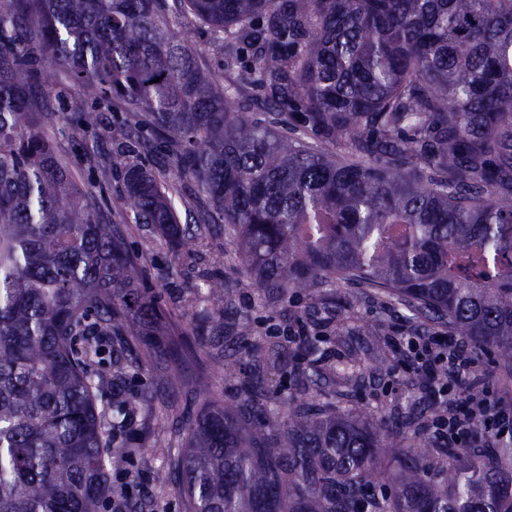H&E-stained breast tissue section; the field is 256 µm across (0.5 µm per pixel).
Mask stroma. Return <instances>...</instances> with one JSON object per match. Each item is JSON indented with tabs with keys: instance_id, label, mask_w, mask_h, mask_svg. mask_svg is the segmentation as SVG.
<instances>
[{
	"instance_id": "obj_1",
	"label": "stroma",
	"mask_w": 512,
	"mask_h": 512,
	"mask_svg": "<svg viewBox=\"0 0 512 512\" xmlns=\"http://www.w3.org/2000/svg\"><path fill=\"white\" fill-rule=\"evenodd\" d=\"M169 20L181 31L198 65L217 82L228 83L231 72L209 53L217 30L188 14H173ZM135 120V114L116 101L104 112L101 123L91 128L75 133L57 119L46 133L76 181L85 185L94 176L98 150L121 149L128 159H137L131 132ZM123 190L122 171L114 169L99 201L128 248L137 254L140 271L149 276L160 294L170 323L189 329L191 306L204 299L210 285L227 277L239 281L223 323L208 328L202 344L188 345L182 351L186 376L177 389L159 388L161 367L149 360L128 373L127 394L154 385L157 401L153 411L138 416L129 430L126 445L138 454L129 471L113 474L112 483L128 487L141 498L146 504L144 512H181L178 481L160 484L153 476L168 470L184 452L187 420L205 404L233 402L235 384L251 369L233 341L240 327H249L256 344L268 350L287 342V368L267 375L269 392L283 398L298 392L296 375L303 370L311 378L309 392L317 401L366 411L378 420L424 411L434 422L445 410L447 399L464 401L461 388L444 389L442 379L417 372L415 358L405 345L410 336H433L441 341L455 338L451 324L413 317L398 299L350 282H328L307 293L263 292L242 263L233 233L219 235L196 227L190 249L175 252L167 235L152 225L136 223L131 211L115 208ZM471 357L488 402L512 418V369L477 351ZM381 359L386 368L379 372L375 365Z\"/></svg>"
}]
</instances>
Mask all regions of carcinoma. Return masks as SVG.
<instances>
[{
	"label": "carcinoma",
	"mask_w": 512,
	"mask_h": 512,
	"mask_svg": "<svg viewBox=\"0 0 512 512\" xmlns=\"http://www.w3.org/2000/svg\"><path fill=\"white\" fill-rule=\"evenodd\" d=\"M180 9L343 155L248 121L171 27ZM59 77L87 89L78 129L97 124L89 100L144 113L139 156L161 148L194 183L257 287L355 280L512 367V0H0V512H139L110 475L156 391L120 382L183 346L52 150ZM117 166L115 207L188 246L150 169L109 152L98 187ZM230 297L209 289L196 320L223 321ZM237 343L257 374L185 423L183 512H512V444L436 448L424 414L377 426L299 396L273 425L259 371L285 351L262 354L244 328Z\"/></svg>",
	"instance_id": "obj_1"
}]
</instances>
